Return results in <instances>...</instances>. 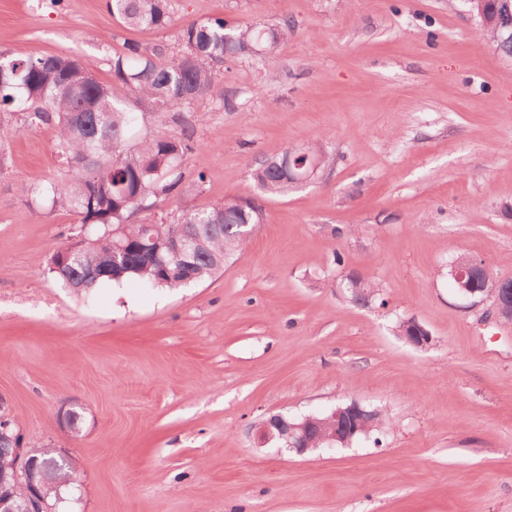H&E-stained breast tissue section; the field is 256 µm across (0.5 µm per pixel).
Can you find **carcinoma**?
Wrapping results in <instances>:
<instances>
[{"mask_svg": "<svg viewBox=\"0 0 512 512\" xmlns=\"http://www.w3.org/2000/svg\"><path fill=\"white\" fill-rule=\"evenodd\" d=\"M112 14L130 27L163 30L172 22L170 0H108ZM291 22L271 26L234 25L217 18L193 23L182 33L186 49L169 60L150 55L138 45L112 57V82L96 79L84 64L62 55L11 58L0 77V110L25 114V130L55 129L58 147L75 176L67 184L49 183L32 189L35 199L51 206L69 208L81 224L103 228L92 244L70 241L61 247L73 251L65 265L52 264L49 271L63 287L89 295L100 285L138 279L156 288L177 289L211 277L224 267L249 238V225L259 223L261 209L250 198L231 197L207 208H185L169 224H132L130 214L138 203L156 195L172 194L183 180L182 164L200 153L193 134L179 137L156 135L131 143L136 133V109L143 103L178 109L214 89L224 76V65L245 58L273 54L288 38ZM484 39L505 57L512 58V37L497 24H479ZM307 152L323 171L331 157L322 144L312 140L296 147ZM267 194H282L288 186L273 174L272 165L261 161L252 173ZM164 236H194L200 239L189 263L171 259L150 264L143 254L152 240ZM124 246L126 261L112 266L113 243ZM358 292L352 302L367 305L381 292L380 285L365 276L356 279ZM366 437L385 421L382 410L366 408ZM34 456L48 486L49 501L66 497L70 466L47 448Z\"/></svg>", "mask_w": 512, "mask_h": 512, "instance_id": "cac0c4a2", "label": "carcinoma"}]
</instances>
